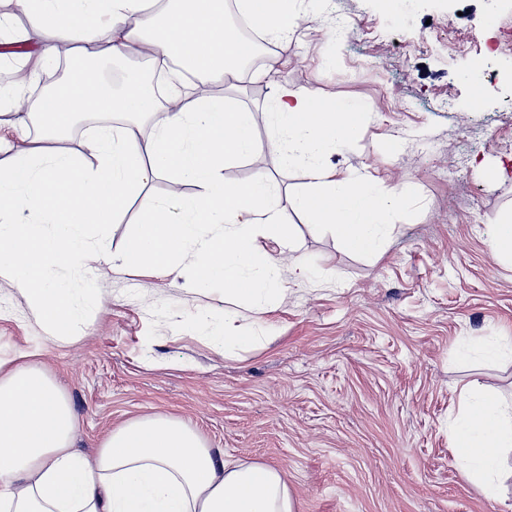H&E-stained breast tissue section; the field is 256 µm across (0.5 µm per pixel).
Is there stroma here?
Instances as JSON below:
<instances>
[{
    "instance_id": "35a3bbf8",
    "label": "stroma",
    "mask_w": 512,
    "mask_h": 512,
    "mask_svg": "<svg viewBox=\"0 0 512 512\" xmlns=\"http://www.w3.org/2000/svg\"><path fill=\"white\" fill-rule=\"evenodd\" d=\"M0 18V88L39 98L56 61L50 35L6 0ZM295 32L273 39L266 78L233 86L250 109L276 87L323 100L369 103L355 135L323 162L374 180L382 192L415 187L374 254L346 252L310 224L295 196L309 161L285 168L276 152L224 165L240 183L269 177L291 235L275 312L194 285V256L176 271L131 269L119 257L143 200L172 213L196 195L153 178L114 222L93 229L86 317L52 337L20 293L0 296V357L35 354L60 382L79 421L76 452L143 413L180 416L214 453L283 471L297 512H512V479L498 501L466 481L450 435L458 389L476 380L512 396V264L494 249V226L512 211V46H498L487 76L464 80L512 24V0H298ZM312 262L301 281L292 266ZM234 310L255 331L248 351L224 353L212 335Z\"/></svg>"
}]
</instances>
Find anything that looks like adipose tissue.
Here are the masks:
<instances>
[{
    "label": "adipose tissue",
    "instance_id": "ef3b65f1",
    "mask_svg": "<svg viewBox=\"0 0 512 512\" xmlns=\"http://www.w3.org/2000/svg\"><path fill=\"white\" fill-rule=\"evenodd\" d=\"M293 0H243L252 19L276 35L294 33ZM35 14L55 42H92L100 22L110 28L108 54L119 59L152 40L154 62H179L208 80H238L249 52L231 34L224 0H16ZM66 80L49 90L32 114L49 139L64 137L85 115L114 117L95 127L87 149L93 166L44 149L17 152L0 167V280L18 290L43 325L73 333L83 319L84 280L69 284L58 268L85 271L90 226L111 223L157 174L199 186L180 217L164 203L143 207L139 228L122 254L131 267H173L195 248V284L220 282L225 295L257 301L278 291L279 261L291 241L273 207L267 176L245 183L224 178V163L273 147L283 166L313 165L315 183L296 198L312 223L332 227L343 247L378 251L395 223L399 203L413 189L379 192L368 180L334 172L320 158L347 141L367 114V102L328 103L285 88L274 90L261 113L226 96H199L172 85L165 98L138 79L120 92L87 80V55L73 51ZM155 133L140 140V120ZM275 123L281 138L265 145L258 119ZM35 221L21 223V213ZM461 419L453 432L462 473L494 492L504 450H512V409L477 382L461 392ZM76 420L63 389L37 363L0 360V512H295L283 474L263 463L217 457L180 417L145 414L115 428L93 456L71 451Z\"/></svg>",
    "mask_w": 512,
    "mask_h": 512
}]
</instances>
